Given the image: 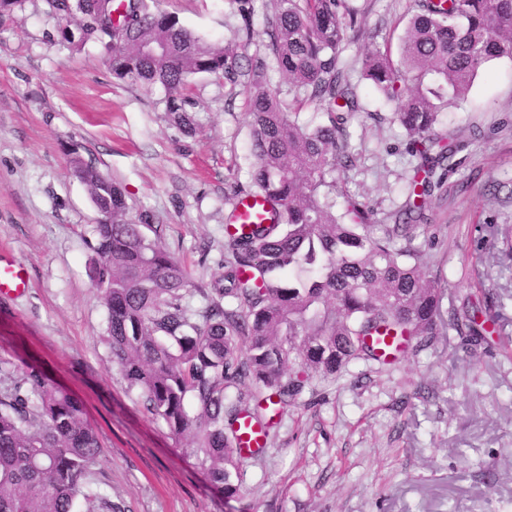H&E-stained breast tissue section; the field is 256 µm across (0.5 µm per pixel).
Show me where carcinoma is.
<instances>
[{"instance_id": "cac0c4a2", "label": "carcinoma", "mask_w": 512, "mask_h": 512, "mask_svg": "<svg viewBox=\"0 0 512 512\" xmlns=\"http://www.w3.org/2000/svg\"><path fill=\"white\" fill-rule=\"evenodd\" d=\"M268 30L275 62L288 75L297 108L323 106L328 124L309 129L292 119L263 86L247 89L253 179L271 210L270 223L251 224L227 240L224 274L186 304L189 273L149 238L147 220L129 216L116 182L93 163L73 158L102 216L96 225L89 277L108 311L112 362L143 407L177 435L191 434L211 480L240 491V422L263 428V412L297 404L316 376L349 363L377 360V336L419 343L437 335L440 292L424 279L414 241L423 205L412 204L395 224L372 223V212L347 198L336 217V170L349 167L344 140L358 97L341 67L358 39L357 14L346 0H274ZM66 21L60 41L97 43L115 78L159 86L166 112L193 132L183 90L199 74L233 82L229 48L194 35L160 8V0H45ZM512 60V0H417L399 63L368 57L363 76L396 102V121L422 164L409 197L423 200L441 187L436 169L452 162L467 140L443 141L434 131L442 107L465 97L487 63ZM448 329L477 336L476 318L448 315ZM197 410L190 415L187 403ZM99 438L83 403L31 367L0 395V512H121L89 488Z\"/></svg>"}]
</instances>
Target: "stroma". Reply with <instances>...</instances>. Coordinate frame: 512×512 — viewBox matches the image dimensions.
Wrapping results in <instances>:
<instances>
[{
  "mask_svg": "<svg viewBox=\"0 0 512 512\" xmlns=\"http://www.w3.org/2000/svg\"><path fill=\"white\" fill-rule=\"evenodd\" d=\"M361 33L341 60L360 109L346 123L350 168L336 211L352 197L387 224L418 162L405 130L369 81L366 56L400 57L415 0H353ZM195 35L234 49L237 83L195 76L186 93L195 131L169 121L162 88L115 79L97 43H60L44 0L0 18V251L29 286L0 296V394L28 367L85 404L101 448L92 488L125 512H512V61H491L436 131L483 137L453 159L427 204L416 243L441 314L489 309L495 332L440 330L394 364L350 363L314 379L261 454L244 459L229 495L209 479L191 436L148 414L112 362L107 309L88 266L100 215L72 173L71 150L113 179L133 217H159L158 239L191 273L190 308L223 272L224 226L252 187L245 86L262 65L267 90L290 103L267 32L273 0H252L243 38L228 0H161Z\"/></svg>",
  "mask_w": 512,
  "mask_h": 512,
  "instance_id": "1",
  "label": "stroma"
}]
</instances>
